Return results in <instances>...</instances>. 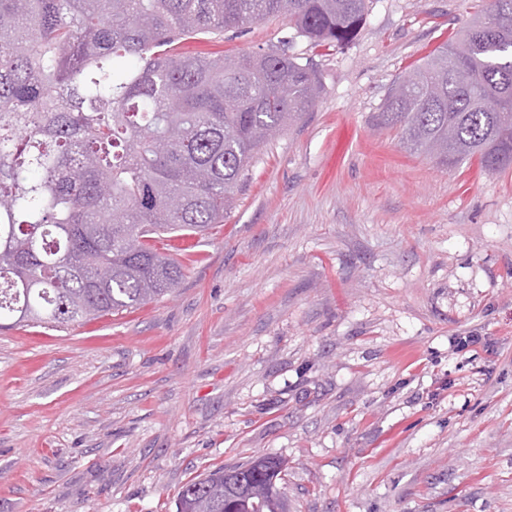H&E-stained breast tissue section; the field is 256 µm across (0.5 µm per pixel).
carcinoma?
Returning a JSON list of instances; mask_svg holds the SVG:
<instances>
[{
  "mask_svg": "<svg viewBox=\"0 0 512 512\" xmlns=\"http://www.w3.org/2000/svg\"><path fill=\"white\" fill-rule=\"evenodd\" d=\"M369 3L0 0V327L172 293L183 267L156 243L224 223L257 150L323 91L283 49L206 57L177 42L283 15L312 47L343 49ZM375 124L444 168L511 166L512 0H483L388 90ZM234 469V483L219 468L184 484L177 512H285V461Z\"/></svg>",
  "mask_w": 512,
  "mask_h": 512,
  "instance_id": "obj_1",
  "label": "carcinoma"
}]
</instances>
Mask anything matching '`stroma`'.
<instances>
[{"instance_id": "stroma-1", "label": "stroma", "mask_w": 512, "mask_h": 512, "mask_svg": "<svg viewBox=\"0 0 512 512\" xmlns=\"http://www.w3.org/2000/svg\"><path fill=\"white\" fill-rule=\"evenodd\" d=\"M475 0H372L347 48L282 16L182 52L278 46L324 92L190 236L174 293L0 329V512H176L221 466L288 462L287 512H512V169L379 128L391 85ZM488 336L496 349L454 350Z\"/></svg>"}]
</instances>
